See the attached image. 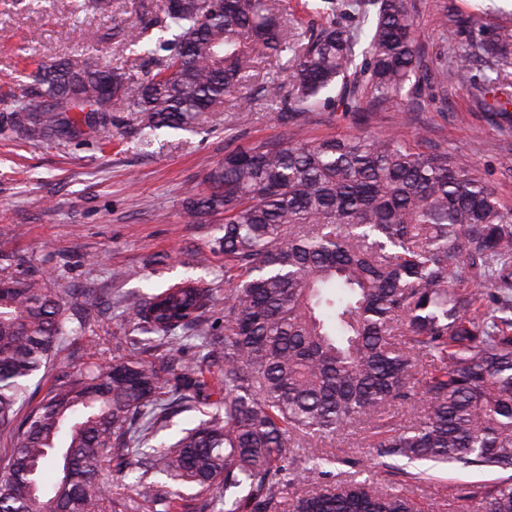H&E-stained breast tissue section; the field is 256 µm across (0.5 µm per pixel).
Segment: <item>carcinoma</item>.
<instances>
[{
    "label": "carcinoma",
    "mask_w": 512,
    "mask_h": 512,
    "mask_svg": "<svg viewBox=\"0 0 512 512\" xmlns=\"http://www.w3.org/2000/svg\"><path fill=\"white\" fill-rule=\"evenodd\" d=\"M332 18L302 37L279 0H164L162 18L112 33L142 45L155 70L136 78L90 54L36 68L12 89L15 124L41 138L81 122L112 83L113 102L147 115L140 130L185 129L230 99L260 59L288 58L291 123L320 104L390 105L429 71L417 49L412 0H324ZM374 8L370 39L336 22ZM443 19L469 30L457 73L478 58L494 76L470 84L473 102L512 128V24L488 26L450 3ZM206 191L185 189L182 217L221 215L224 344L203 361L123 354L60 381L18 418L29 377L85 332L84 294L0 276V512H276L288 486L323 478L315 441L352 422L374 432L379 457L512 471V207L472 166L430 146L358 131L309 142L262 140L224 153ZM213 289L187 276L139 300L134 327L207 339ZM215 411L172 443L142 446L167 419L170 382ZM417 399L409 425L389 407ZM140 427H135L136 421ZM144 455L129 493L100 479L114 458ZM179 485L198 488L179 504ZM489 512H512V478L470 491ZM292 512H415L367 480L296 498Z\"/></svg>",
    "instance_id": "1"
}]
</instances>
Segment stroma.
<instances>
[{
	"label": "stroma",
	"mask_w": 512,
	"mask_h": 512,
	"mask_svg": "<svg viewBox=\"0 0 512 512\" xmlns=\"http://www.w3.org/2000/svg\"><path fill=\"white\" fill-rule=\"evenodd\" d=\"M443 4L415 0L419 53L434 73L403 104L365 112L320 106L283 124L264 87L273 83L288 97L291 72L286 59H269L246 82L242 101L204 113L192 130L160 132L143 146L139 131L147 117L127 104L115 105L105 130L90 123L62 141L27 135L14 125L10 90L38 60L86 53L115 66L129 61L128 50L105 33L156 15L159 0H113L107 19L92 0H0V275L27 273L87 299L85 335L72 337L32 378L25 409L43 404L56 380L85 366L91 352L102 363L121 353L152 361L177 348L186 358H202L204 348L181 338L143 346L127 313L136 300L179 282L196 253L208 262L192 271L195 277L223 297L224 255L215 246L222 220L185 223L182 199L185 188L203 185L225 151L261 139L314 141L361 128L411 143L424 129L440 150L472 163L512 207V130L499 128L470 102L469 80L482 75V62H472L466 80L440 71L468 38L443 26ZM368 436L354 423L317 442L315 453L333 483L367 478L382 492L404 493L425 512H486L485 502L466 491L495 482L497 473L441 465L431 479L414 482L399 461L373 457Z\"/></svg>",
	"instance_id": "stroma-1"
}]
</instances>
